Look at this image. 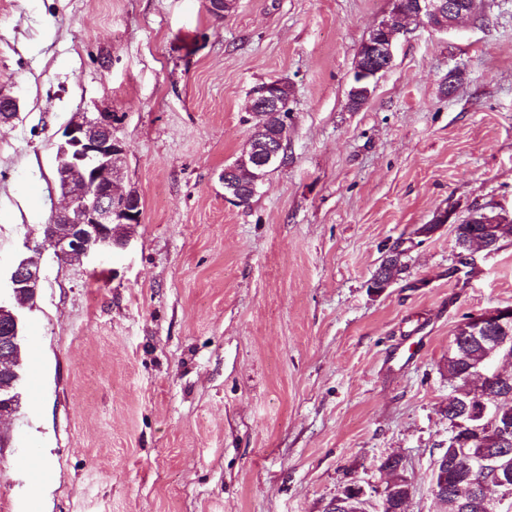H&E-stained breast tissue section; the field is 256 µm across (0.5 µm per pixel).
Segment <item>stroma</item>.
<instances>
[{
    "label": "stroma",
    "mask_w": 512,
    "mask_h": 512,
    "mask_svg": "<svg viewBox=\"0 0 512 512\" xmlns=\"http://www.w3.org/2000/svg\"><path fill=\"white\" fill-rule=\"evenodd\" d=\"M412 23L367 103L358 49L393 0H0V289L62 198L56 144L112 110L125 248L45 262L24 381L0 423V512H324L378 503L401 457L408 512H441L445 370L457 325L512 306V237L459 267L452 207L512 209V0ZM460 69L454 94L442 91ZM292 88L285 162L249 204L222 173L252 89ZM403 244L404 271L369 290Z\"/></svg>",
    "instance_id": "35a3bbf8"
}]
</instances>
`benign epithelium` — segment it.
<instances>
[{"label": "benign epithelium", "mask_w": 512, "mask_h": 512, "mask_svg": "<svg viewBox=\"0 0 512 512\" xmlns=\"http://www.w3.org/2000/svg\"><path fill=\"white\" fill-rule=\"evenodd\" d=\"M414 9L418 18L437 31H447L457 25L456 15L461 10L459 0H416ZM401 12L391 11L368 33L364 44L370 54L362 67L354 69L353 97L370 99L376 80L389 70L394 62L395 37L401 31ZM251 106L256 112H272L283 116V124L292 120L289 104L269 92V85L256 87L250 94ZM16 100L0 95V124L13 119ZM284 144L280 140H261L254 158L255 172L249 184L243 186L233 177L234 171L224 172V199L236 204L256 193L267 171L284 160ZM122 141L113 133L110 112L81 113L62 130L57 146L55 179L65 199L64 206L51 217L44 243L60 262L82 258L92 252L122 248L123 239L115 240L108 232L114 224H138L141 203L130 192L117 189L119 163L124 155ZM467 218L481 225L482 249L492 252L498 248L499 234L512 222V210L498 203L483 208H471ZM43 278V263L30 258L19 259L12 267L8 288L0 296V329L4 342L0 344V420L16 411V397L11 390L19 378L20 322L22 313L17 307L23 296H34ZM512 334V306L496 307L472 314L456 329L463 339Z\"/></svg>", "instance_id": "7a95c632"}]
</instances>
